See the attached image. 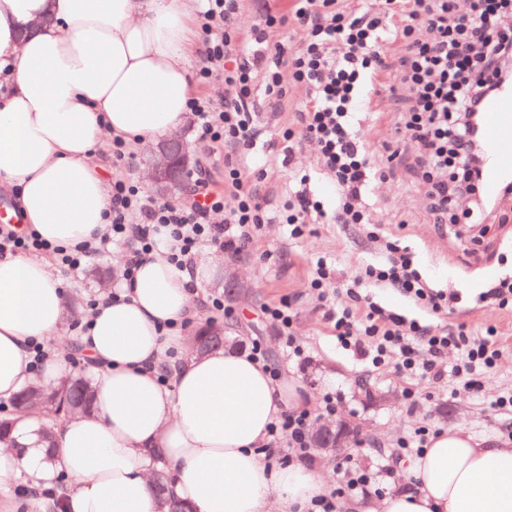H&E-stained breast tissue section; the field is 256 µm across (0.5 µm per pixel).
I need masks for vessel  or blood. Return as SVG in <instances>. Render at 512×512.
Listing matches in <instances>:
<instances>
[{"label": "vessel or blood", "instance_id": "obj_1", "mask_svg": "<svg viewBox=\"0 0 512 512\" xmlns=\"http://www.w3.org/2000/svg\"><path fill=\"white\" fill-rule=\"evenodd\" d=\"M481 137L485 163L481 173L487 197H497L512 183V86L502 87L482 114Z\"/></svg>", "mask_w": 512, "mask_h": 512}]
</instances>
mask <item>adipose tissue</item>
Instances as JSON below:
<instances>
[{
	"instance_id": "adipose-tissue-1",
	"label": "adipose tissue",
	"mask_w": 512,
	"mask_h": 512,
	"mask_svg": "<svg viewBox=\"0 0 512 512\" xmlns=\"http://www.w3.org/2000/svg\"><path fill=\"white\" fill-rule=\"evenodd\" d=\"M196 0H0V184L19 187L24 223L54 244L102 234L110 194L90 163L105 136L136 145L184 125L195 73ZM219 278L210 256L188 267L151 255L120 300L100 303L81 337L95 390L90 415L60 420L52 442L32 417L0 448V486L60 498V512H161L151 478L162 449L172 496L191 512H307L327 492L321 471L262 451L285 411L312 407L296 379L272 380L235 347L191 350L178 324ZM65 291L47 260H0V400L69 375L41 372L31 341L64 336ZM413 490L338 512H512V445L462 430L410 460Z\"/></svg>"
}]
</instances>
